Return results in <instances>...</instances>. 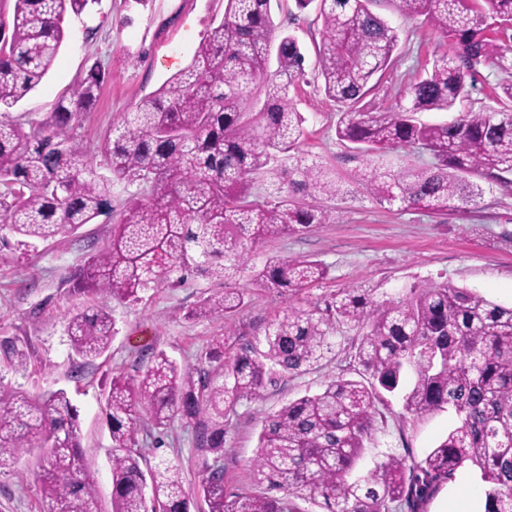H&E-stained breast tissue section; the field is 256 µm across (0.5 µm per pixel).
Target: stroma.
<instances>
[{
	"label": "stroma",
	"instance_id": "1",
	"mask_svg": "<svg viewBox=\"0 0 512 512\" xmlns=\"http://www.w3.org/2000/svg\"><path fill=\"white\" fill-rule=\"evenodd\" d=\"M372 9L399 33L390 68L360 104L364 111L378 112L394 104L410 78L430 69L436 57L453 54L455 46L425 17L402 16L393 0H374ZM223 16L224 0H149L145 9L133 13L125 0H101L93 10L68 14L67 37L52 67L7 114L26 127L46 120L59 99L91 67H98L103 81L97 99L79 116L75 135L94 164L102 165L100 147L112 125L187 67L210 25ZM272 17L279 32L297 38L306 57V76L290 90L307 119L295 153L332 169L347 193L319 198V205L331 213L330 223L258 244L249 263L259 267L272 256H309L328 266L326 280L298 296L249 289L247 305L227 320L188 318L192 307L222 287L221 282L194 276L180 286L149 292L138 303L112 300L109 312L118 333L101 358L86 364L71 352L64 326L94 300L75 294L72 281L89 256L106 244L127 202L144 193V185L115 184L109 210L75 234L37 245L25 256L8 250L0 254V341L13 342L30 359L27 370L18 371L0 355V380L24 392H67L79 411L82 452L96 470L103 503H110L112 493L111 440L104 418L109 381L118 373L136 375L147 365L150 350L164 351L182 365L193 364L214 339L227 336L237 352L288 308L325 307L345 288L367 289L379 299L409 282L446 280L512 304V188L486 185L477 207L447 215L377 203L355 184L362 160L336 137L341 109L325 95L317 76L321 22L316 11H298L294 0H272ZM509 80L512 75L495 67H479L461 110L493 104L501 84ZM355 340L353 332H336L332 353L320 363L268 387L263 401L237 406L224 443L228 491L250 484L263 417L350 372ZM377 418L376 443L362 461L367 468L391 452L422 459L458 424L450 410L423 419L402 414L394 398L378 404ZM139 440L146 459L160 453L180 465L190 512H208L198 487L206 457L197 450L191 430L177 422L159 430L145 421ZM37 455V449H28L14 466L0 470V512H41V487L33 476Z\"/></svg>",
	"mask_w": 512,
	"mask_h": 512
}]
</instances>
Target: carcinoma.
Returning <instances> with one entry per match:
<instances>
[{
  "instance_id": "carcinoma-1",
  "label": "carcinoma",
  "mask_w": 512,
  "mask_h": 512,
  "mask_svg": "<svg viewBox=\"0 0 512 512\" xmlns=\"http://www.w3.org/2000/svg\"><path fill=\"white\" fill-rule=\"evenodd\" d=\"M318 2V75L329 99L345 107L336 125L368 171L359 185L380 203L461 212L480 202L481 185H512V82L497 106L426 123L419 114L450 112L485 65L512 73V45L491 31L512 27V0H394L407 16H424L456 51L415 76L382 112L358 104L389 66L398 32L371 10L374 0ZM99 0H15L10 39L0 36V107L34 90L66 38L67 12ZM271 0H224L190 64L145 97L106 137L108 174L86 159L74 123L94 103L98 68L63 96L50 117L25 131L0 120V247L33 248L76 232L109 206L116 182H139L105 246L88 260L76 286L101 300L67 321L70 349L89 363L117 330L105 303L138 302L187 276L224 283L189 318L229 319L247 303L251 247L330 222L328 210L299 204L336 196L334 173L291 151L305 117L289 97L304 76L305 57L292 35H274ZM427 150L424 168L382 163L401 146ZM273 176V192L250 199L253 176ZM328 268L308 256L268 258L251 285L298 295L325 280ZM355 332V375L331 379L265 417L252 464L257 494L224 487L228 417L243 400L261 401L268 386L299 374L332 352L336 329ZM217 339L197 364L178 365L162 352L135 377L112 376L105 422L112 441V512H190L179 465L158 456L143 466L138 428L174 420L192 429L196 447L213 456L199 488L208 512H296L294 500L321 512H389L393 503L422 512L464 466L484 490V512H512V306L446 281L413 282L384 300L346 288L316 308L290 307L270 321L263 339L227 354ZM0 350L17 370L26 353ZM397 397L423 418L451 409L458 426L420 461L389 454L360 468L377 433L376 404ZM27 448L40 449L35 478L42 512H103L95 470L82 454L79 413L67 393L18 391L0 383V469Z\"/></svg>"
}]
</instances>
